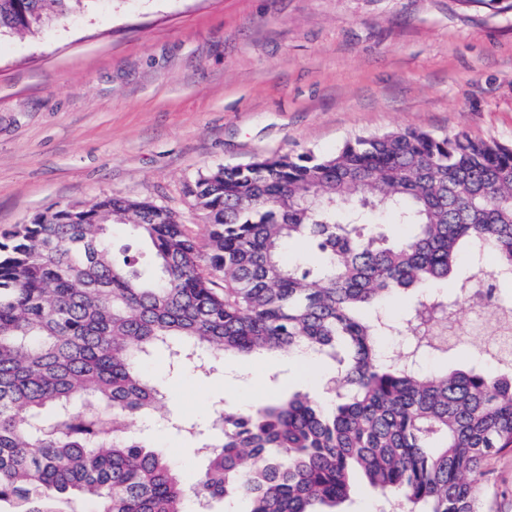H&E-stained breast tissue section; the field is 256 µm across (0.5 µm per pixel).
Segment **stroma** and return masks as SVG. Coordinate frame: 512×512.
<instances>
[{"label": "stroma", "mask_w": 512, "mask_h": 512, "mask_svg": "<svg viewBox=\"0 0 512 512\" xmlns=\"http://www.w3.org/2000/svg\"><path fill=\"white\" fill-rule=\"evenodd\" d=\"M408 128L512 142V0H97L0 38V236L114 192L201 235L186 193L200 171ZM145 368L201 426L232 393H311L328 370L285 352L204 375L157 351ZM149 425L201 467L198 440ZM478 496L512 512V452L486 461Z\"/></svg>", "instance_id": "1"}]
</instances>
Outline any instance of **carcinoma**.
Segmentation results:
<instances>
[{
	"label": "carcinoma",
	"mask_w": 512,
	"mask_h": 512,
	"mask_svg": "<svg viewBox=\"0 0 512 512\" xmlns=\"http://www.w3.org/2000/svg\"><path fill=\"white\" fill-rule=\"evenodd\" d=\"M95 0H0V36L34 34ZM187 192L206 235L121 194L56 205L0 242V505L5 512H338L355 476L407 512H478L486 460L512 452V358L447 356L457 301L512 285V145L406 129L331 155L265 156L208 169ZM153 262L114 252L112 228ZM301 244L295 258L288 248ZM403 337L389 358L385 342ZM211 370L229 355L308 352L334 366L325 396L300 391L219 408L189 474L134 422L165 410L145 371Z\"/></svg>",
	"instance_id": "obj_1"
}]
</instances>
